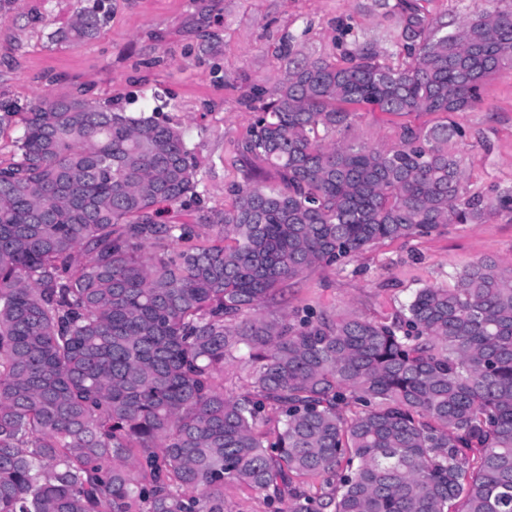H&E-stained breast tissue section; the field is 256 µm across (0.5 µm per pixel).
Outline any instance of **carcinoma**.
<instances>
[{
  "label": "carcinoma",
  "instance_id": "obj_1",
  "mask_svg": "<svg viewBox=\"0 0 512 512\" xmlns=\"http://www.w3.org/2000/svg\"><path fill=\"white\" fill-rule=\"evenodd\" d=\"M340 59L280 43L229 210H205L179 123L79 90L20 113L0 162V512H512V264H466L388 321L270 312L291 281L386 239L512 213L469 193L452 115L512 72V13L453 27L420 0ZM102 5L60 33L93 39ZM437 114L387 147L336 140L356 109ZM197 223L159 222L162 205ZM248 386L224 395V364ZM224 505L228 512H266L263 495L245 486H224Z\"/></svg>",
  "mask_w": 512,
  "mask_h": 512
}]
</instances>
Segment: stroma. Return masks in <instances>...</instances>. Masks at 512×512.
Listing matches in <instances>:
<instances>
[{"mask_svg":"<svg viewBox=\"0 0 512 512\" xmlns=\"http://www.w3.org/2000/svg\"><path fill=\"white\" fill-rule=\"evenodd\" d=\"M90 0H15L0 20V102L26 111L83 87L100 102L128 110L156 106L180 123L198 161L202 205L230 208L232 184L251 175L273 184L274 170L237 156L236 142L254 120L241 98L271 86L282 62V37L303 55L336 59L341 25L377 41L391 65L402 63L376 0H109L110 17L85 44L52 41ZM430 15L454 24L483 8L509 12L512 0H423ZM467 136L460 146L470 192L512 188V74L488 80L474 108L455 116ZM434 115L398 117L362 107L344 140L371 146L395 142L397 128L426 126ZM495 257L512 263V214L493 212L481 224H452L432 235L376 244L345 268L321 267L285 288L287 310L357 313L381 320L415 289L451 285L464 264Z\"/></svg>","mask_w":512,"mask_h":512,"instance_id":"1","label":"stroma"}]
</instances>
